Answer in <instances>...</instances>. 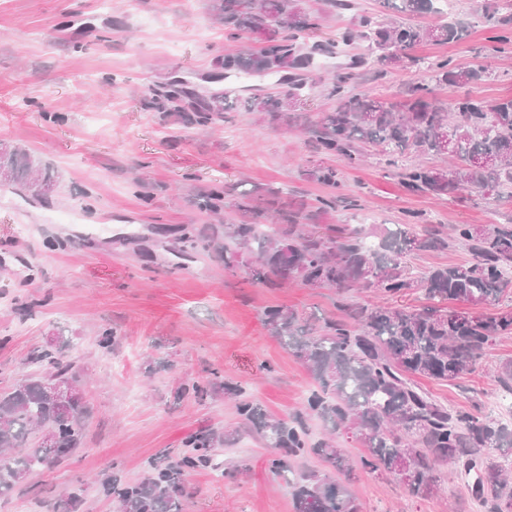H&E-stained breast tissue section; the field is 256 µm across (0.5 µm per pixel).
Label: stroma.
Returning <instances> with one entry per match:
<instances>
[{
  "label": "stroma",
  "instance_id": "obj_1",
  "mask_svg": "<svg viewBox=\"0 0 512 512\" xmlns=\"http://www.w3.org/2000/svg\"><path fill=\"white\" fill-rule=\"evenodd\" d=\"M352 2L342 11L325 0H299L319 16V40L386 11L383 0ZM479 2L454 0L447 12L434 0L432 12L414 18L424 26L454 22L463 37L419 45L413 56L489 71L475 84L436 88L440 100L512 95V43L497 42ZM242 45L211 0H0V141L22 146L58 174L54 192L43 197L19 184L0 186V392L38 372L33 356L55 344L78 366L91 408L83 447L0 499V512H52L75 486L79 512H116L102 490L105 475L136 480L205 429L233 440L184 477L185 512H294L285 481L270 466L275 450L257 432L242 431L224 387L241 386L267 414L294 416L314 381L268 334L263 309H294L313 327L338 316V301L367 305L374 293L357 286L340 294L298 281L269 288L246 270L225 272L223 252L198 244L209 218L196 202L208 188L273 186L312 205L330 190L302 171L323 162L338 171L339 195L359 203L320 216L324 226L362 224L379 236L413 213L428 229L512 224V199L495 201L476 189L441 198L408 192L378 147L365 146L355 166L317 152L310 131L337 105L327 82L364 53L361 43L298 70L305 97L287 123L268 124L241 106L206 130L189 123L191 103L212 94L245 99L287 90L275 76L222 77L215 60ZM422 77L406 65L386 72L368 65L355 69L349 89L399 100ZM170 83L181 84L185 104L144 105V91ZM106 330L115 333L107 345ZM509 358L512 336L497 339L473 373L422 386L449 407L487 414L494 399L512 395L492 373ZM188 377H214L219 385L194 399L179 393ZM242 461L247 471L238 470ZM302 463L348 481L364 512H484L466 481L454 478L452 462L440 466L444 479L428 497L361 468L343 478L313 454Z\"/></svg>",
  "mask_w": 512,
  "mask_h": 512
}]
</instances>
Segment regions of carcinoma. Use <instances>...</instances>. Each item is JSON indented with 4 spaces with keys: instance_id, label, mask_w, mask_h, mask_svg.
I'll list each match as a JSON object with an SVG mask.
<instances>
[{
    "instance_id": "cac0c4a2",
    "label": "carcinoma",
    "mask_w": 512,
    "mask_h": 512,
    "mask_svg": "<svg viewBox=\"0 0 512 512\" xmlns=\"http://www.w3.org/2000/svg\"><path fill=\"white\" fill-rule=\"evenodd\" d=\"M400 14L413 16L433 9V0H387ZM212 9L224 20L233 38H258L261 46H248L216 60L224 74L248 72L269 75L297 69L314 60V52L332 53L356 39L367 44L369 55L383 68L400 61L395 50L434 42L448 44L462 38L452 23L423 26L405 22L366 19L361 28H347L332 41H316L303 52L300 35H313L317 18L301 10L297 0H212ZM480 9L491 24L509 31L512 14L502 13L498 0H482ZM427 79L409 84L398 102L350 95L349 73H339L328 88L338 100L312 130L319 149L350 164L361 158L364 144H375L398 166L399 155L412 150L419 155H447L450 163L436 167L419 162L398 172L410 192L451 195L464 189L496 192L512 186V96L491 104L463 98L448 106L432 97V87L468 85L487 76L483 66L462 68L449 61L427 69ZM304 85L293 83L287 94L251 97L246 110L260 112L275 125L288 120V108L302 97ZM179 94L148 90L147 107L175 103ZM232 108L224 95L193 113L195 124L206 127ZM451 145L445 152L443 142ZM491 156L496 165L473 166L471 160ZM10 183H21L31 193L35 185L56 183L50 168L18 146L0 143V173ZM307 179L335 189V167L316 163L303 170ZM200 210L219 215L230 209L240 220L222 225V231L202 239V248H219V234L234 247H224V270L236 272L250 258L251 279L269 287L290 280L342 293L357 285L372 288L384 298L399 297L418 288L431 304L407 310L386 305L352 307L340 303L345 318L327 317L312 328L298 312L283 306L264 310V325L280 344L308 367L317 389L303 403L302 412L288 421L273 418L243 398L239 387L224 386L238 397L236 411L278 451L272 468L288 469V461L313 452L329 465L351 474L353 465L330 442L309 444L303 424L317 417L331 430L354 426L364 448L360 466L385 476L412 495L426 496L438 487L437 466L452 459L460 472L474 475L468 489L486 512H512V425L490 414L474 415L451 409L422 388L425 378L451 383L472 372L487 348L502 336L512 335V309L459 318L444 307L448 302L489 305L512 291L505 271L512 268L511 224H456L455 238L468 246L471 258L464 264L437 266L415 278L406 265L413 251L448 247V238L431 230L419 235L409 227L388 231L376 244L367 241L363 227H337L323 233L316 224L321 213L336 207V197L317 200V206L293 203L278 188L265 189L264 207L253 205L252 193H239L226 201L222 186H214L199 199ZM47 362L43 374L29 377L0 393V498L11 495L29 476L47 464L46 449L30 442L38 430L54 436V460L71 457L82 445L89 410L84 400L60 413L47 396L44 383L63 380L79 385L75 366L49 353L35 358ZM227 442L212 430L197 432L185 441V451L175 463L154 465L143 479L121 482L107 479L103 491L112 497L117 512H184L181 477L210 461L212 448ZM504 457L500 462L493 453ZM295 512H363V504L346 485L301 471L288 480Z\"/></svg>"
}]
</instances>
